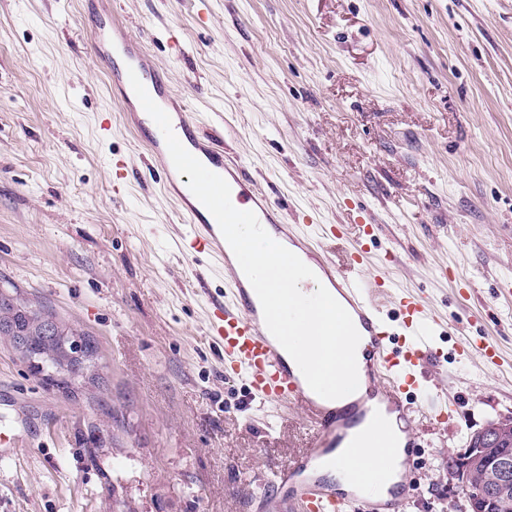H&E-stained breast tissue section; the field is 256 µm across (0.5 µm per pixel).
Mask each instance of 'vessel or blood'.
I'll return each instance as SVG.
<instances>
[{"label": "vessel or blood", "instance_id": "1", "mask_svg": "<svg viewBox=\"0 0 512 512\" xmlns=\"http://www.w3.org/2000/svg\"><path fill=\"white\" fill-rule=\"evenodd\" d=\"M94 49H107L112 57V76L123 102L133 109V125L151 129L149 141L153 154L164 171L163 186L178 202L184 223L190 229L183 237V249L218 258L230 274L228 295L211 297L208 333L224 347V372L241 376L248 382L253 398L278 408H301L314 427L311 448L276 469L266 482L267 492L285 490V503L295 512H397V494L409 485L401 479L387 495L367 493L370 484L387 485L392 475L390 442H382L369 466H356L360 450L375 430L385 424L388 411H398L407 424L406 447H414L410 431L412 414L405 396L419 392L440 398L439 388L429 387L422 369L441 363L444 354L433 343V334L442 326L441 318L424 297L410 292H394L388 273L368 268L361 239L380 235V225H358L356 242H349L345 267H337L324 248L315 245L306 225L285 224L279 209L260 190L251 189V178L237 161L225 157L222 148L199 136L198 124L185 105L170 91L158 70L148 61L139 44L111 15L96 16L93 22ZM137 75L150 97L169 115L172 129L184 147L210 171L222 176L239 191L231 201L240 210L254 211L260 223L274 227L291 243L297 254L316 265L319 275L334 288L343 307L351 315L356 329L368 339L371 357L360 384L364 394L350 404L349 412L330 408L325 398L308 386L295 361L269 332L259 299L242 272L230 246L214 218L204 217L193 202L188 175L179 174L169 155L165 138L135 95L129 77ZM368 274L372 287L358 285L361 274ZM394 303L397 316L386 314L387 303ZM460 354L476 356L490 370L503 361L499 347L487 340L467 341ZM349 466L350 491L339 494L319 478L320 468Z\"/></svg>", "mask_w": 512, "mask_h": 512}]
</instances>
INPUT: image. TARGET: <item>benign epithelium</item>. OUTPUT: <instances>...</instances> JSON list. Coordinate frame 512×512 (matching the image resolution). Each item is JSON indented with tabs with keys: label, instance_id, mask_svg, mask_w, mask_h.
Listing matches in <instances>:
<instances>
[{
	"label": "benign epithelium",
	"instance_id": "7a95c632",
	"mask_svg": "<svg viewBox=\"0 0 512 512\" xmlns=\"http://www.w3.org/2000/svg\"><path fill=\"white\" fill-rule=\"evenodd\" d=\"M37 337L45 344L59 341L68 344L59 379L74 386L80 380L88 381L94 374L97 356L86 350L83 337L49 317L22 329L16 325L13 311L6 308L0 311V340L8 341L23 360L32 361L39 355L34 344ZM473 441L478 451L464 449L460 453L459 468L451 473V478L464 488L474 473L481 472L489 484L490 494L467 498L469 512H503L512 506V455L505 452V448L512 446V417L486 424L474 433Z\"/></svg>",
	"mask_w": 512,
	"mask_h": 512
}]
</instances>
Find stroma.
Listing matches in <instances>:
<instances>
[{
    "label": "stroma",
    "instance_id": "1",
    "mask_svg": "<svg viewBox=\"0 0 512 512\" xmlns=\"http://www.w3.org/2000/svg\"><path fill=\"white\" fill-rule=\"evenodd\" d=\"M285 221L382 224L368 262L444 317L427 367L457 408L411 395L398 512H465L448 458L512 416V0H104ZM85 0H0V288L97 342L100 389L65 394L0 344V512H254L309 447L302 412L224 376L180 210L131 123ZM112 131L101 136L100 123ZM134 169L121 192L112 159ZM471 285L468 295L458 281ZM489 340L501 370L462 356Z\"/></svg>",
    "mask_w": 512,
    "mask_h": 512
}]
</instances>
